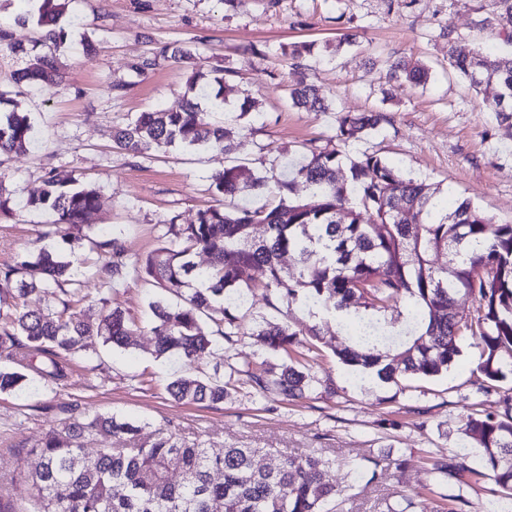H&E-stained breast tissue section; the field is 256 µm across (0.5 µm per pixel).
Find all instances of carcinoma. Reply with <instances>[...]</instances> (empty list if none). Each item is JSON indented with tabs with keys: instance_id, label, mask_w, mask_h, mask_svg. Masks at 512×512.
<instances>
[{
	"instance_id": "carcinoma-1",
	"label": "carcinoma",
	"mask_w": 512,
	"mask_h": 512,
	"mask_svg": "<svg viewBox=\"0 0 512 512\" xmlns=\"http://www.w3.org/2000/svg\"><path fill=\"white\" fill-rule=\"evenodd\" d=\"M68 2L40 0L41 45L54 50L63 45L61 20ZM475 14L474 27L494 31L509 50L480 48L449 23L439 25V36L447 41L449 66L470 87H496L489 109L511 128L512 30L505 33L502 27L503 20L512 21V0L481 3ZM8 37L0 28V43L28 59L14 73V83L40 80L54 67L53 56L10 43ZM281 50L295 67L312 53L305 42ZM160 57L190 67L200 51L194 45L166 46L132 69L144 74ZM225 72L216 68L211 80L191 81L190 97L180 110L142 112L115 128L113 144L135 155L169 147L226 149L231 131L200 106L202 100L216 102L224 96ZM428 77L429 68L420 61L398 57L388 66V82L400 86H421ZM288 97L297 109L328 110L318 90L304 82L290 88ZM383 120L380 111L342 114L336 144L306 147L303 159L290 165L289 175L275 181V203L233 204L240 195L263 193L267 177L246 165L224 167L211 176L215 203L199 210L192 224L171 219L161 247L135 260L118 238L96 240L86 234L88 216L99 205L97 188L48 172L44 187L26 206L51 216L46 235L60 238L66 250L42 248L0 268V284L7 285L0 292L13 298V304L0 306V359L15 364L0 369V393L19 389L31 372L47 383L65 379L68 364L59 357L87 352L95 337L110 348L129 347L142 326L112 305L109 292L124 283L132 268L162 294L149 303L145 326L154 336L156 356L197 365L210 356L214 337L224 339L228 379L180 376L166 387L174 401L215 406L238 381L286 401L335 395L334 385L317 379L305 358L307 353L319 354L326 344L319 325L302 334L288 323L243 311L249 296L261 288L267 306L276 311H289L302 300L332 312L350 334L348 344L333 350L339 360L402 392L416 389L417 380L448 371L462 346L472 342L479 350L472 385L479 393L501 395L503 404L501 414L471 410L462 419L460 431L480 453L485 472L473 468L469 456L460 452L430 458L428 464L437 479L458 487L455 502H465L461 491L483 475L493 482L497 503H512V394L501 390L512 375V224L495 223L466 198L444 214L433 213L438 188L405 176L375 153L345 161L341 146L362 132L378 130ZM32 136L30 114L1 93L0 157L26 148ZM299 181L308 190L304 198L295 195ZM404 210L416 211L418 223L401 219ZM258 224L265 226L261 238L254 234ZM86 246L104 254L93 272L102 310L95 325L82 309L87 296L79 279L80 251ZM440 251L448 257L445 268L433 259ZM198 252L210 257L204 270L193 261ZM285 256L292 258V267L283 266ZM251 270L260 271L263 279L246 278ZM39 290L52 296L59 291L63 297L53 307L27 309L24 298ZM460 295L474 301L471 312L455 308ZM398 301L410 307L404 327L395 328L402 320L400 312L388 321L373 318ZM247 318L251 335L277 363L259 362L256 354L238 351ZM301 334L305 339H298ZM299 345L307 353L296 354ZM145 427L150 433L143 445L104 447L93 460L85 457V439H108L142 428L96 413L66 424L60 433L50 432L42 447L30 451L34 465L20 472L29 486L28 512H334L331 505L341 495L326 479L336 465L330 458L288 456L268 448L272 463L259 469L254 466L256 448L212 454L203 444L187 445L162 427ZM390 463L400 468L405 460L382 448L366 463H352L351 469L370 484L378 469ZM174 470L182 474L181 481L171 480ZM215 471L223 480L213 479Z\"/></svg>"
}]
</instances>
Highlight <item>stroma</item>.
I'll list each match as a JSON object with an SVG mask.
<instances>
[{"label":"stroma","mask_w":512,"mask_h":512,"mask_svg":"<svg viewBox=\"0 0 512 512\" xmlns=\"http://www.w3.org/2000/svg\"><path fill=\"white\" fill-rule=\"evenodd\" d=\"M474 4L415 0L390 11L385 0H70L67 40L57 53L62 84L15 86L11 76L25 61L0 46V91L35 124L26 152L7 162L0 181L14 203L12 214L0 219V268L27 250L50 246L41 236L45 215L23 206L50 169L99 187L100 208L89 218L92 234L118 232L135 258L158 247L166 220L192 223L199 209L212 204L210 177L225 165L245 163L281 177L303 144L324 145L335 137L339 114L372 109L385 119L377 132L347 143L348 157L377 153L436 186L441 207L467 198L495 223L512 224V130L487 109L491 91L476 92L449 67L438 36L439 24L448 22L480 46H495L492 35L473 27ZM34 7V0H0V25L12 40L28 44L37 38ZM346 34L353 43L343 42ZM88 39L96 45L89 55L83 48ZM189 41L203 52L202 71L221 65L233 72L234 90L215 115L231 120L229 150L170 147L134 156L114 148L113 127L141 112L179 110L185 101L189 73L182 66L163 60L140 75L131 63L163 45ZM301 41L312 43L313 51L295 70L281 48ZM400 56L424 62L431 79L383 99L388 64ZM300 79L318 88L329 111L291 106L288 88ZM116 83L122 91H113ZM247 95L258 104L244 116L240 106ZM158 295L134 275L111 292L113 304L139 321ZM478 356L477 348L466 347L447 375L406 393L327 357L314 361L312 371L335 381L336 398L284 402L242 384L224 403L206 407L170 398L166 386L186 366L155 357L153 337L144 331L129 348L71 359L70 374L59 385L48 387L34 377L22 392L0 394V501L15 512L27 508L17 465L50 429L109 413L204 441L214 453L257 449L259 468L269 463L267 448L335 458L339 466L329 478L343 490L339 512H386L387 503L403 496L421 512H445L455 490L429 473L428 457L462 449L467 409H500L498 394L478 393L472 384ZM382 448L402 451L404 467L380 470L370 484L349 470V462Z\"/></svg>","instance_id":"obj_1"}]
</instances>
